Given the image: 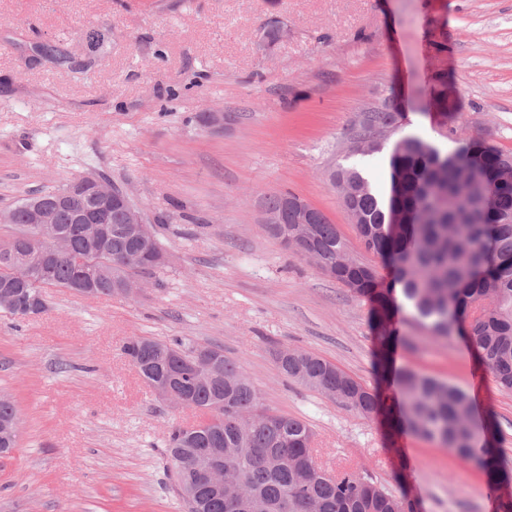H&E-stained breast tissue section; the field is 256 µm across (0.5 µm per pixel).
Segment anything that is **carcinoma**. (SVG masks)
I'll use <instances>...</instances> for the list:
<instances>
[{"instance_id":"obj_1","label":"carcinoma","mask_w":512,"mask_h":512,"mask_svg":"<svg viewBox=\"0 0 512 512\" xmlns=\"http://www.w3.org/2000/svg\"><path fill=\"white\" fill-rule=\"evenodd\" d=\"M386 145L383 141L354 152L369 156ZM385 166L380 184L356 166H339L333 176L349 184L350 207L361 218L357 234L367 251L391 266V282L383 283L375 268L349 254L336 225L327 220L295 223L293 209L284 207V194L267 198V208L281 219L270 225L271 232L286 247L296 239L300 255L311 256L354 295L373 300L383 377L394 374L389 318L399 294L416 324L436 337L465 336L498 386L512 392V154L478 138L464 139L444 153L419 137L404 136L386 152ZM52 193L33 192L8 207L13 233L0 243V292H16L17 306L0 307V312L14 319L36 316L24 302L45 298L50 288L76 291L81 270L67 256L49 260L22 287L10 277L12 261L25 251L32 231L22 206ZM58 223L73 234L79 251L114 262L110 278L96 284L98 296H111L114 282L141 286L151 279L160 285L165 266L151 263L150 252L134 244L120 214L112 215L103 246L86 239L82 225L69 223L67 214H59ZM202 352L220 359L218 376L196 371ZM287 352L286 358L274 352L275 365L287 379L361 416L382 415L391 426L439 444L461 464L480 471L491 490L508 479L495 429L486 425L477 431L473 402L459 386L406 368L398 374V391L387 396L319 355ZM122 353L146 383L171 380L195 407L208 410L201 421L176 426L169 434L170 460L180 453L196 456L197 474L174 468L172 476L178 488L196 482L197 512H414L406 497L357 470L333 473L320 466L311 427L264 406L240 362L223 349L131 336ZM19 425L15 402L0 396V449L18 447ZM213 448L224 449V477L240 485V496L221 497L210 489L205 466Z\"/></svg>"}]
</instances>
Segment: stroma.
<instances>
[{"instance_id":"35a3bbf8","label":"stroma","mask_w":512,"mask_h":512,"mask_svg":"<svg viewBox=\"0 0 512 512\" xmlns=\"http://www.w3.org/2000/svg\"><path fill=\"white\" fill-rule=\"evenodd\" d=\"M273 19L286 33L259 50ZM42 44L86 68L40 58ZM387 101L396 136L448 151L461 129L512 152V0H0V209L102 173L163 219L171 256L162 287L131 298L53 288L37 317L0 312V393L21 419L0 512H181L167 440L198 413L155 397L121 351L131 336L223 348L266 407L310 425L329 471L366 472L415 512H500L512 485L489 497L447 449L289 382L272 358L306 350L396 390L375 372L371 302L286 250L265 211L269 194L298 195L390 282L330 181L354 161L362 111ZM213 110L237 119L208 132ZM391 323L394 369L466 390L512 472V393L460 337L427 339L403 309Z\"/></svg>"}]
</instances>
